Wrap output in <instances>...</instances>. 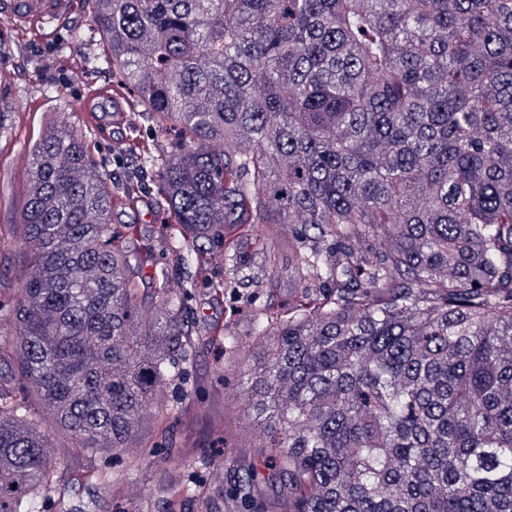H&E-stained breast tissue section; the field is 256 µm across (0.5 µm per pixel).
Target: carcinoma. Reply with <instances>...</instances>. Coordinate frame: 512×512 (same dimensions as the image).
<instances>
[{
    "label": "carcinoma",
    "instance_id": "obj_1",
    "mask_svg": "<svg viewBox=\"0 0 512 512\" xmlns=\"http://www.w3.org/2000/svg\"><path fill=\"white\" fill-rule=\"evenodd\" d=\"M130 106L174 141L129 146L109 189L53 113L30 149L7 308L27 392L78 447L118 460L193 356L184 301L119 242L112 198L153 173L177 267L265 252L224 229L289 224L315 286L258 317L236 371L288 512H512V0H88ZM372 237L379 248H361ZM53 451L0 390V512H45ZM235 495L264 494L256 474Z\"/></svg>",
    "mask_w": 512,
    "mask_h": 512
}]
</instances>
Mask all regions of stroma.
<instances>
[{
    "label": "stroma",
    "instance_id": "1",
    "mask_svg": "<svg viewBox=\"0 0 512 512\" xmlns=\"http://www.w3.org/2000/svg\"><path fill=\"white\" fill-rule=\"evenodd\" d=\"M0 28L8 35V49L0 55V302L9 305L19 298L26 270L16 227L27 199L21 160L40 135L47 114L61 112L67 121L79 124L81 99L91 83L82 72L60 66L52 57L62 44L72 52L83 49L96 31L83 2L46 41L20 43L13 23H0ZM33 97L40 99L41 111L24 110ZM137 133L130 119L113 123L111 138L88 133L89 147L109 185L126 175L122 147ZM112 223L134 226L146 278L165 276L168 290L183 297L194 323L198 356L180 380L158 392L153 432L120 461L78 449L68 433L41 418L57 459L48 512L75 506L84 512H253L231 497L230 490L238 471L246 467L258 478H268L260 447L264 435L240 411L241 383L224 378V368L234 357L224 350L222 332L225 323H235L240 350L253 352L260 338L250 323L251 312L266 308L284 314L298 296L301 285L295 278L297 258L288 246V228L275 226L264 237L242 228L225 234L226 248L249 254L262 247L272 256L259 286L235 294L206 286L207 281L223 279L220 263L204 271L203 283L187 287L188 275L176 270L169 250L177 227L157 209L154 194L116 207Z\"/></svg>",
    "mask_w": 512,
    "mask_h": 512
}]
</instances>
